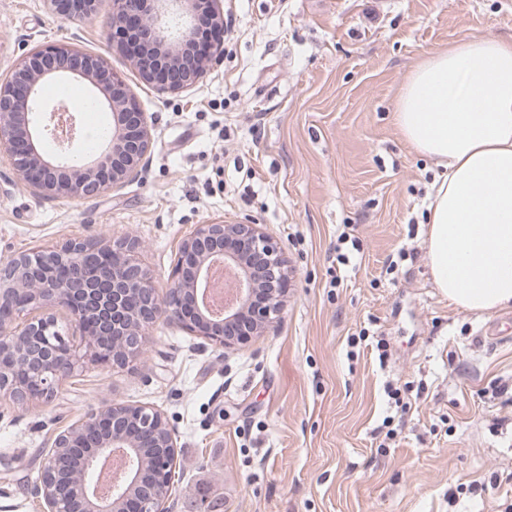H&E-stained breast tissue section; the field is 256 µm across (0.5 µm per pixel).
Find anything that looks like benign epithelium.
Returning <instances> with one entry per match:
<instances>
[{
  "label": "benign epithelium",
  "mask_w": 512,
  "mask_h": 512,
  "mask_svg": "<svg viewBox=\"0 0 512 512\" xmlns=\"http://www.w3.org/2000/svg\"><path fill=\"white\" fill-rule=\"evenodd\" d=\"M64 21L93 20L96 0H46ZM108 24L119 30L116 49L141 78L161 92L192 88L206 73L221 38L198 42L211 22L224 29L221 0H112ZM193 47L195 53L185 54ZM66 78L104 94L113 119L112 139L91 160L77 166L66 157L40 152L45 135L65 145L77 136L68 105L42 101L44 86ZM152 147L144 112L101 56L59 45L30 50L0 80V151L35 194L86 198L133 179ZM138 243L112 245L70 240L0 260V351L27 363L30 379L13 380L0 364V399L48 402L57 387L87 361L122 367L138 353L146 327L166 317L210 344L232 349L260 336L283 310L290 270L278 244L259 224L210 222L195 225L182 240L169 288L160 293L153 275L136 256ZM97 254L103 269L87 272ZM237 269L239 294L221 316L203 306L200 291L215 259ZM62 308L81 331L79 342L56 330L50 310ZM143 448L164 452L145 459ZM178 431L167 415L147 405L113 404L92 409L59 432L30 488L43 512H169ZM128 465L112 494L102 497L92 476L117 450Z\"/></svg>",
  "instance_id": "obj_1"
}]
</instances>
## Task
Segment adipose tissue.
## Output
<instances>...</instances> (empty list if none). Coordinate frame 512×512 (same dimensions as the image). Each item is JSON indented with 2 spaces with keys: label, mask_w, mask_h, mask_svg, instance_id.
Listing matches in <instances>:
<instances>
[{
  "label": "adipose tissue",
  "mask_w": 512,
  "mask_h": 512,
  "mask_svg": "<svg viewBox=\"0 0 512 512\" xmlns=\"http://www.w3.org/2000/svg\"><path fill=\"white\" fill-rule=\"evenodd\" d=\"M394 121L446 171L428 206L436 288L471 312L512 306V39L471 36L427 54Z\"/></svg>",
  "instance_id": "adipose-tissue-1"
}]
</instances>
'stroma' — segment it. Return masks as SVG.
<instances>
[{
  "label": "stroma",
  "instance_id": "obj_1",
  "mask_svg": "<svg viewBox=\"0 0 512 512\" xmlns=\"http://www.w3.org/2000/svg\"><path fill=\"white\" fill-rule=\"evenodd\" d=\"M223 4V56L191 91L161 94L113 51L112 0L95 21L0 0V78L36 47L104 55L153 139L134 180L80 200L30 193L0 156V258L132 238L163 286L195 225L248 220L291 269L277 322L235 350L163 319L127 366L84 364L46 404L0 401V512H41L29 489L55 436L113 403L156 406L176 426L174 512H199L203 487L217 512H506L512 401L492 388L512 379V308L464 311L435 288L426 220L444 171L392 112L425 55L512 38V0ZM347 224L360 248L344 266ZM389 384L405 411L391 413Z\"/></svg>",
  "mask_w": 512,
  "mask_h": 512
}]
</instances>
